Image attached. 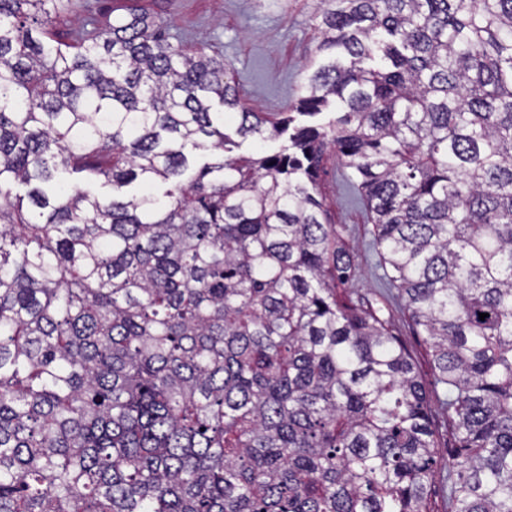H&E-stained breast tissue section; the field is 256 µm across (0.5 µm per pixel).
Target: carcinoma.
Returning a JSON list of instances; mask_svg holds the SVG:
<instances>
[{
  "label": "carcinoma",
  "instance_id": "carcinoma-1",
  "mask_svg": "<svg viewBox=\"0 0 512 512\" xmlns=\"http://www.w3.org/2000/svg\"><path fill=\"white\" fill-rule=\"evenodd\" d=\"M321 4L289 111L336 117L297 125L145 10L0 0V512H429L427 390L340 290L330 147L448 386V512H512V0Z\"/></svg>",
  "mask_w": 512,
  "mask_h": 512
}]
</instances>
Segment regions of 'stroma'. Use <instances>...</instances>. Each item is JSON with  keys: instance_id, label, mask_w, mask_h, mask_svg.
<instances>
[{"instance_id": "35a3bbf8", "label": "stroma", "mask_w": 512, "mask_h": 512, "mask_svg": "<svg viewBox=\"0 0 512 512\" xmlns=\"http://www.w3.org/2000/svg\"><path fill=\"white\" fill-rule=\"evenodd\" d=\"M139 7L185 37L188 46L222 55L232 67L242 104L257 112L287 111L322 60L317 50L320 0H83L80 16L104 21ZM318 190L330 223L344 226L354 256L349 283L353 300L362 309L380 310L393 333L405 342L429 394L440 442L453 446L452 429L441 409L445 389L435 382L429 350L417 336L403 300L384 293V271L371 246L376 228L334 149L324 154Z\"/></svg>"}]
</instances>
